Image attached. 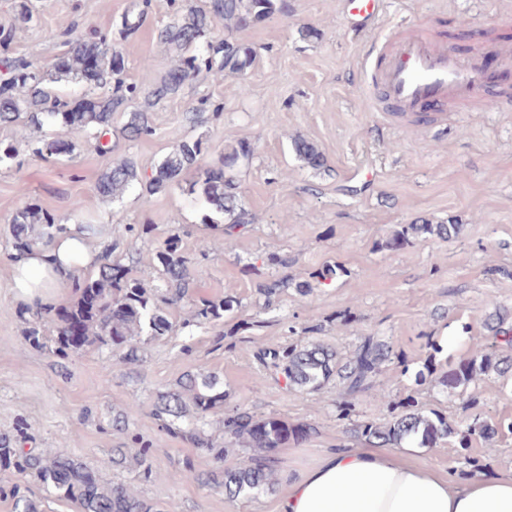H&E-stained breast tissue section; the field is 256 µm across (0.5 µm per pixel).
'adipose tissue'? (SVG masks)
Returning <instances> with one entry per match:
<instances>
[{"label":"adipose tissue","mask_w":512,"mask_h":512,"mask_svg":"<svg viewBox=\"0 0 512 512\" xmlns=\"http://www.w3.org/2000/svg\"><path fill=\"white\" fill-rule=\"evenodd\" d=\"M99 262V250L69 224L51 247L13 258V290L34 308ZM276 512H512V474L459 480L406 461L398 448H339L289 476Z\"/></svg>","instance_id":"ef3b65f1"}]
</instances>
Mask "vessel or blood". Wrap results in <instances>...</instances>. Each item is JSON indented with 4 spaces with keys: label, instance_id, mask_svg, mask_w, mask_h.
<instances>
[{
    "label": "vessel or blood",
    "instance_id": "obj_1",
    "mask_svg": "<svg viewBox=\"0 0 512 512\" xmlns=\"http://www.w3.org/2000/svg\"><path fill=\"white\" fill-rule=\"evenodd\" d=\"M350 14L364 26L379 16L384 0H349ZM374 78L386 100L396 109L395 117L407 119L411 111L428 107L424 119L430 128L448 125L445 104L469 106L489 85L481 55L461 56L447 41L432 37L418 20L406 21L400 34L372 62Z\"/></svg>",
    "mask_w": 512,
    "mask_h": 512
}]
</instances>
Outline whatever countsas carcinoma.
I'll return each instance as SVG.
<instances>
[{"mask_svg":"<svg viewBox=\"0 0 512 512\" xmlns=\"http://www.w3.org/2000/svg\"><path fill=\"white\" fill-rule=\"evenodd\" d=\"M151 8V0H132L116 24L117 33L90 29L84 33H63L66 50L59 58L55 71L48 72L34 61L21 56H4L0 63L6 68V78L0 81V124L28 122L38 128L60 125L71 138L91 136L100 152L110 153L112 141L102 142L112 135L115 114H124L122 137L137 142L153 134L150 112L178 96L189 83L202 74L215 79L225 72L245 76L253 68L257 50L250 44L226 35L216 40L219 25L227 31L242 30L259 24L276 13L288 12V0H209L203 9L191 0H181L172 18L157 30V38L172 51V65L161 78L146 90L129 84H118L109 95L96 90L112 83V78L125 68L122 41L136 33ZM34 21L28 0H17L15 23L22 29ZM94 71L97 84L87 89L84 102L78 106L60 98L53 84L74 79L88 84L89 71ZM143 97V105L131 109L130 100ZM70 143L60 140L37 139L31 143L33 155L69 153ZM296 156L314 170L326 168L321 150L304 138L293 141ZM202 142L182 141L162 159L156 175L143 181L136 164L129 158H117L99 179L97 192L117 201L135 185L155 193L178 181L190 168L199 176L188 185L187 192L202 201L208 210L203 223L223 225L224 246L231 249L239 230L252 223L253 216L241 203L236 167L252 156L250 144L240 142L220 153L215 165L204 163ZM61 218L36 204H27L13 215L12 249L22 253L34 248L45 236L52 239L60 230ZM39 235H34L35 227ZM464 225L454 219L433 223L417 219L403 224L380 249H396L417 241L436 237L455 239ZM162 267L164 290L150 289L155 268L133 271V264L124 255L108 252L97 271L72 280L76 299L59 307H39L33 313V323L27 328L26 339L36 348L45 349L60 359H68L89 348H107L125 364L139 360L146 342L171 333L176 323L166 315V308L179 304L188 294L192 277L188 258L178 252V238L172 236L156 252ZM235 300L227 297L218 302L205 301L196 307L183 327L196 323H212L234 310ZM54 323V334L43 333L42 322ZM486 334L469 345L468 354L456 365L430 361L426 364L433 386L455 397L464 406L480 400L482 383L495 373L512 375V314L496 307L485 315ZM392 349L377 336H362L354 352L339 358L336 351L321 342L297 341L265 354L270 364L280 372L287 391L314 393L332 377L342 384L341 400L336 405L338 419H347L355 412L358 396L373 388L375 378L390 361ZM224 388L214 373L188 371L176 387L157 395L151 413L162 426L180 435L196 448L207 452L217 461H224L228 448H248L252 455L245 463L221 466L206 473L193 469L186 478L221 489L230 498L257 492H273L280 477L272 462L273 453L289 441L307 437L311 427L290 425L277 417L257 419L247 412L224 414ZM223 415L224 442L217 444L207 436L197 422L209 415ZM512 433V421L494 422L475 419L462 432H457L441 412L428 408L413 397L383 405L377 420L352 423L351 436L362 438L374 448H435L459 438L460 447L479 438L492 442L503 431ZM137 448L129 457L122 448L114 449L112 463L124 465L132 459L142 466L147 461V443L140 436L131 439ZM7 470L12 481L0 484V499L12 502L13 512H41L26 485L27 478L37 479L45 491L79 504L81 512H176L168 503L151 502L121 483L104 482L79 457L65 452L44 453L19 447L10 438H0V470Z\"/></svg>","mask_w":512,"mask_h":512,"instance_id":"1","label":"carcinoma"}]
</instances>
